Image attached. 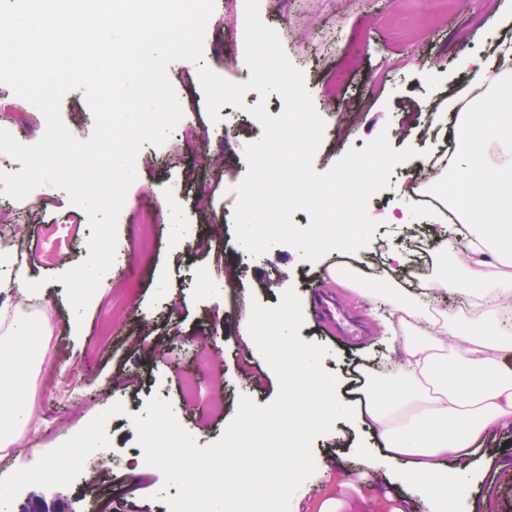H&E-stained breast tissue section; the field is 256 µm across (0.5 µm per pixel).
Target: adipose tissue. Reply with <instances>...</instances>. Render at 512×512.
Segmentation results:
<instances>
[{
    "instance_id": "ef3b65f1",
    "label": "adipose tissue",
    "mask_w": 512,
    "mask_h": 512,
    "mask_svg": "<svg viewBox=\"0 0 512 512\" xmlns=\"http://www.w3.org/2000/svg\"><path fill=\"white\" fill-rule=\"evenodd\" d=\"M466 101L479 109L481 123L472 124ZM440 109L455 116L462 133L458 175L448 185L462 206L451 221L431 213L439 267L419 287L464 293L480 315L462 321L432 315L420 300L395 302L403 329L395 372L365 383L358 404L379 447L407 461L405 480L444 502L457 475L442 459L461 458L489 429L512 425V335L500 326L498 306L512 296V51L504 50L501 65L476 64L468 88L443 99ZM34 320L18 309L0 318V381L26 386L42 361V347L31 338ZM413 404L420 412L399 422Z\"/></svg>"
}]
</instances>
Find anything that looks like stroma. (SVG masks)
Listing matches in <instances>:
<instances>
[{
    "mask_svg": "<svg viewBox=\"0 0 512 512\" xmlns=\"http://www.w3.org/2000/svg\"><path fill=\"white\" fill-rule=\"evenodd\" d=\"M244 17L243 0H214L203 40L202 64L233 82L250 78L241 65ZM259 18L278 31L325 121L323 146L312 160L317 172L382 133L394 149L411 146L419 156L396 165L388 188L371 197L367 211L377 228L366 247L334 250L315 263L286 244L251 254L237 243L231 214L234 188L248 169L246 148L262 135L248 109L261 102L276 116L281 98L248 91L244 107L224 105L219 121H212L198 65L174 61L167 75L185 124L163 145L141 148L137 178L117 221L109 285L96 290L80 320L58 277L90 254L86 212L49 185L21 200L1 196L0 250L42 281L44 295L41 303H30L15 290L8 305L45 314L46 324H34L32 334L47 352L27 388L14 395L31 409L37 427L0 450V478L33 466L112 404L125 408L106 423V454L86 459L87 482L26 486L11 512H26L32 495L50 506L65 500L72 512H97L102 504L108 512H164L158 492L173 497L178 490L165 487L159 469L140 464L132 415L143 413L152 398L164 399L203 447L222 436L241 397L271 403L278 378L255 343L244 341L243 320L253 302L276 306L287 289L302 301L300 338L330 350L325 370L337 375L345 362L367 359L387 371L395 345L380 332V298L354 297L326 269L364 263L363 279L375 287L383 281L405 285L429 273L431 257L416 258L406 227L384 218L400 206L402 191L412 188L413 173L423 172L429 184L453 179L454 170L427 167L429 156L453 154L436 106L468 83L473 62L494 63L497 42L512 37V0H456L440 15L433 0H259ZM60 116L73 137H91L94 120L82 91L64 95ZM0 129L32 145L43 136L46 119L0 83ZM144 209L153 215L148 252L139 220ZM390 248L405 256L403 267L386 268ZM321 294L334 296L360 319L364 336L337 342L335 328L313 308ZM189 377L196 392L187 399L182 386ZM475 446L482 456L465 457V477L444 506L405 480V463L387 458L360 418L336 420L329 433L314 439L316 471L294 493L289 512H512V429L487 434ZM351 470L372 473L376 489L346 480Z\"/></svg>",
    "mask_w": 512,
    "mask_h": 512,
    "instance_id": "1",
    "label": "stroma"
}]
</instances>
